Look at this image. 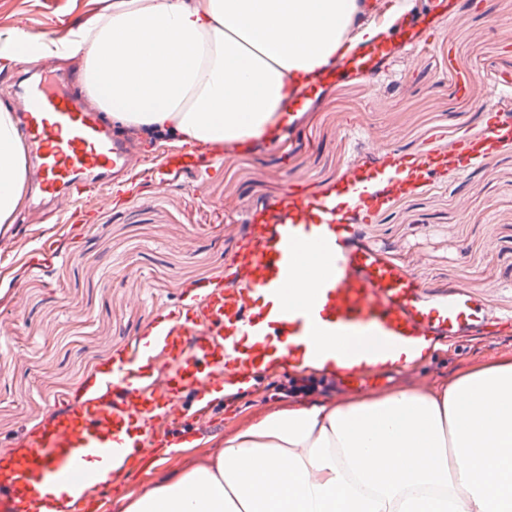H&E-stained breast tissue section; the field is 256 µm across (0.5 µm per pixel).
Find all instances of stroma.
<instances>
[{"label":"stroma","mask_w":512,"mask_h":512,"mask_svg":"<svg viewBox=\"0 0 512 512\" xmlns=\"http://www.w3.org/2000/svg\"><path fill=\"white\" fill-rule=\"evenodd\" d=\"M105 6L106 0H0V34L22 28L60 36ZM422 38L426 52L325 87L283 142L225 152L223 164L209 170L206 195H194V176L183 175L160 194L143 187L121 198L85 229L53 219L15 221L0 254V329L9 338L0 349V455L37 427L55 400L140 335L150 313L166 310L201 281L226 277L248 213L265 200L296 186L330 187L360 160L364 142L448 151L461 137L479 134L483 109L512 113V97L499 100L493 91L495 81L512 80V0L455 7ZM454 68L475 75L460 101L450 95ZM351 126L364 142L344 137ZM361 234L427 294L463 288L493 310L512 308V142L473 175L451 170L394 200ZM44 236L55 239L64 258L35 271L27 257ZM182 241L189 250L179 249ZM495 360H512V331L443 341L413 375L388 372L378 385L320 400L335 406L396 389L431 394ZM289 379L281 369L263 372L253 392L225 396L207 434L189 436L172 463L144 462L134 479L109 493L103 512H120L121 495L161 473L205 464L225 439L293 406L294 398L280 392Z\"/></svg>","instance_id":"obj_1"}]
</instances>
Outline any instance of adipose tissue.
<instances>
[{"instance_id": "adipose-tissue-1", "label": "adipose tissue", "mask_w": 512, "mask_h": 512, "mask_svg": "<svg viewBox=\"0 0 512 512\" xmlns=\"http://www.w3.org/2000/svg\"><path fill=\"white\" fill-rule=\"evenodd\" d=\"M365 0H113L58 38L13 46L81 63L113 122L227 147L279 124L288 97L380 28ZM28 157L0 105V224L25 201ZM124 512H512V362L428 395L393 390L269 413L206 464L127 497Z\"/></svg>"}]
</instances>
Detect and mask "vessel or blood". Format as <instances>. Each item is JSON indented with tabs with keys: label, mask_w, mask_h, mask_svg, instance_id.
<instances>
[{
	"label": "vessel or blood",
	"mask_w": 512,
	"mask_h": 512,
	"mask_svg": "<svg viewBox=\"0 0 512 512\" xmlns=\"http://www.w3.org/2000/svg\"><path fill=\"white\" fill-rule=\"evenodd\" d=\"M414 25L397 39L346 55L345 71L371 75L380 63L417 51ZM335 70L313 77L289 102L305 109ZM35 151L39 190L65 196L72 216L111 208L122 185L147 181L164 191L171 176L197 170L219 149H174L142 170L75 93L20 90L14 104ZM512 140V118L492 112L453 152L372 147L369 162L347 167L327 193L291 190L253 210L228 281L186 292L168 313L151 315L133 338L0 457V512H95L105 493L167 446L176 458L185 430L213 421L214 394L287 368L355 386L376 373L410 370L440 336L512 328L502 313L463 291L425 297L421 285L359 237L393 198L418 193L450 170H474Z\"/></svg>",
	"instance_id": "1"
}]
</instances>
